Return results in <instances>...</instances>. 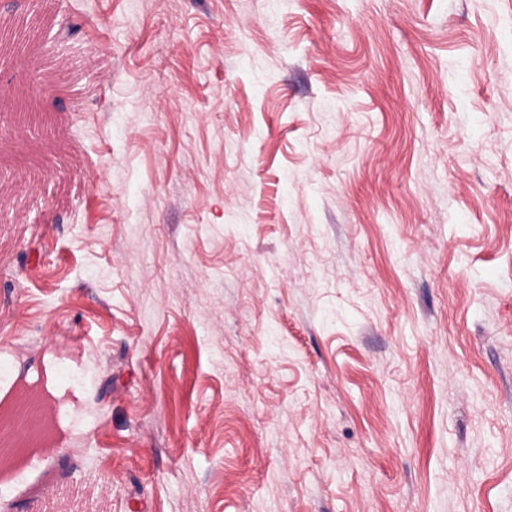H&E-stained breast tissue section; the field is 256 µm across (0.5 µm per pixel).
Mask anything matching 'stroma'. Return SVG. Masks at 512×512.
Segmentation results:
<instances>
[{
	"instance_id": "obj_1",
	"label": "stroma",
	"mask_w": 512,
	"mask_h": 512,
	"mask_svg": "<svg viewBox=\"0 0 512 512\" xmlns=\"http://www.w3.org/2000/svg\"><path fill=\"white\" fill-rule=\"evenodd\" d=\"M46 10L0 512H512V0Z\"/></svg>"
}]
</instances>
